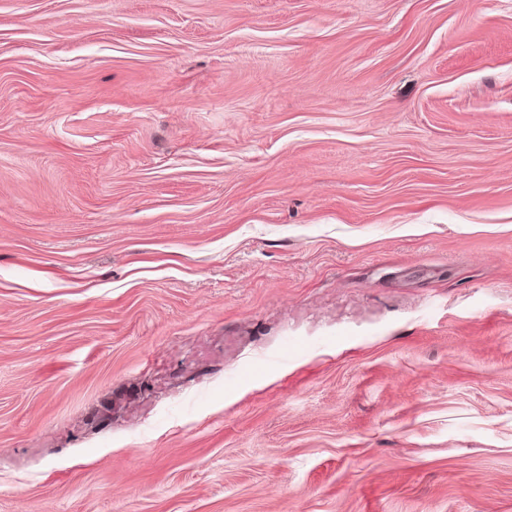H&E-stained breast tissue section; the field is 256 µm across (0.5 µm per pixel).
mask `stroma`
I'll list each match as a JSON object with an SVG mask.
<instances>
[{
    "instance_id": "stroma-1",
    "label": "stroma",
    "mask_w": 512,
    "mask_h": 512,
    "mask_svg": "<svg viewBox=\"0 0 512 512\" xmlns=\"http://www.w3.org/2000/svg\"><path fill=\"white\" fill-rule=\"evenodd\" d=\"M0 512H512V0H0Z\"/></svg>"
}]
</instances>
